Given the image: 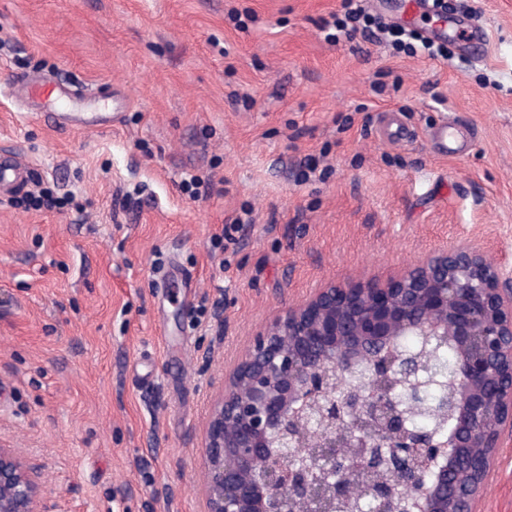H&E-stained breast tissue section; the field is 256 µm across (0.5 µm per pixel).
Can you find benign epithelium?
I'll return each mask as SVG.
<instances>
[{
	"label": "benign epithelium",
	"instance_id": "obj_1",
	"mask_svg": "<svg viewBox=\"0 0 512 512\" xmlns=\"http://www.w3.org/2000/svg\"><path fill=\"white\" fill-rule=\"evenodd\" d=\"M443 330L457 347L456 425L436 442L406 428L386 390L328 396L336 374L411 330ZM382 379L396 361L378 356ZM512 436V271L475 244L446 247L385 285L331 284L288 305L252 339L205 437L208 512H319L353 502L358 467L377 455L400 476L419 512H474L504 437ZM37 467L0 438V512H39Z\"/></svg>",
	"mask_w": 512,
	"mask_h": 512
}]
</instances>
